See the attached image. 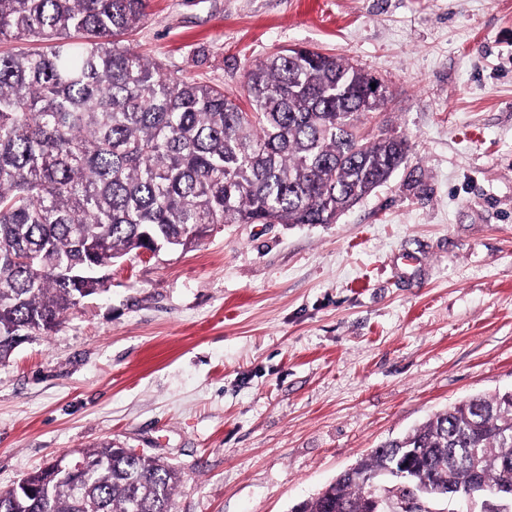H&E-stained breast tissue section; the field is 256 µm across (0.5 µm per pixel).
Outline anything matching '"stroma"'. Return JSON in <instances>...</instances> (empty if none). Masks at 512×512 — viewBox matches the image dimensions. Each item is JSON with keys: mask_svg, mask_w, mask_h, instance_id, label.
<instances>
[{"mask_svg": "<svg viewBox=\"0 0 512 512\" xmlns=\"http://www.w3.org/2000/svg\"><path fill=\"white\" fill-rule=\"evenodd\" d=\"M128 46L240 91L315 47L387 88L408 164L333 224H228L131 257L0 363V492L110 442L176 512H291L373 448L512 391V0H151Z\"/></svg>", "mask_w": 512, "mask_h": 512, "instance_id": "stroma-1", "label": "stroma"}]
</instances>
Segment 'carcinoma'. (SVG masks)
Segmentation results:
<instances>
[{"label":"carcinoma","instance_id":"obj_1","mask_svg":"<svg viewBox=\"0 0 512 512\" xmlns=\"http://www.w3.org/2000/svg\"><path fill=\"white\" fill-rule=\"evenodd\" d=\"M149 0H0V363L17 336H48L108 290V264L191 249L224 224H333L408 162L409 140L360 136L386 91L348 60L291 49L242 92L189 82L123 36ZM302 512H359L368 482L412 448L410 484L475 473L512 482V393L477 395L382 444ZM73 476L51 463L0 492V512H175L178 471L106 442Z\"/></svg>","mask_w":512,"mask_h":512}]
</instances>
